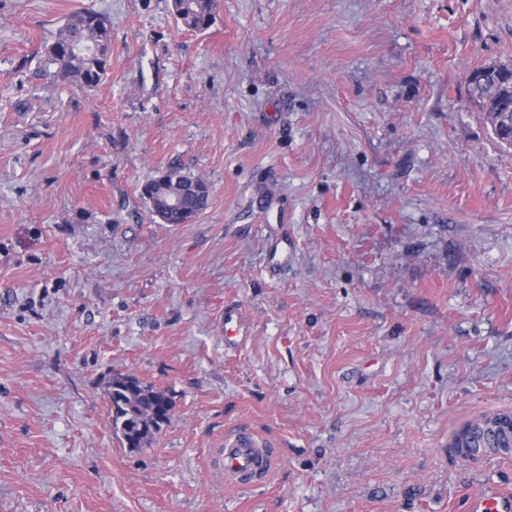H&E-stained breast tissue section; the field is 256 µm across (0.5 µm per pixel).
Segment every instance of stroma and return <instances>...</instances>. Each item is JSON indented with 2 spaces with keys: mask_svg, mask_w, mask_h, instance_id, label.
I'll return each instance as SVG.
<instances>
[{
  "mask_svg": "<svg viewBox=\"0 0 512 512\" xmlns=\"http://www.w3.org/2000/svg\"><path fill=\"white\" fill-rule=\"evenodd\" d=\"M87 7L112 42L79 89L45 47ZM511 63L512 0H216L201 32L172 0H0V512H466L512 486V453L450 446L512 407V146L467 82ZM171 168L210 185L191 223L141 195ZM117 372L173 401L147 447L112 431ZM243 427L276 458L249 489L215 457Z\"/></svg>",
  "mask_w": 512,
  "mask_h": 512,
  "instance_id": "obj_1",
  "label": "stroma"
}]
</instances>
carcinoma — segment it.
<instances>
[{
	"label": "carcinoma",
	"instance_id": "cac0c4a2",
	"mask_svg": "<svg viewBox=\"0 0 512 512\" xmlns=\"http://www.w3.org/2000/svg\"><path fill=\"white\" fill-rule=\"evenodd\" d=\"M172 6L183 27L203 31L211 26L214 0H173ZM111 34L112 22L102 12L86 8L68 15L45 51L47 64L55 68L53 76L83 88L97 86L106 75ZM468 86L487 122L494 124V134L512 143V67H477L468 76ZM163 175L167 190L156 188L152 177L142 186L141 195L164 223H189L208 205L207 182L183 175L177 168ZM176 192L181 195V203L171 209L169 197ZM107 397L112 432L129 448L148 446L171 422L173 402L168 392L145 384L133 374H112Z\"/></svg>",
	"mask_w": 512,
	"mask_h": 512
}]
</instances>
